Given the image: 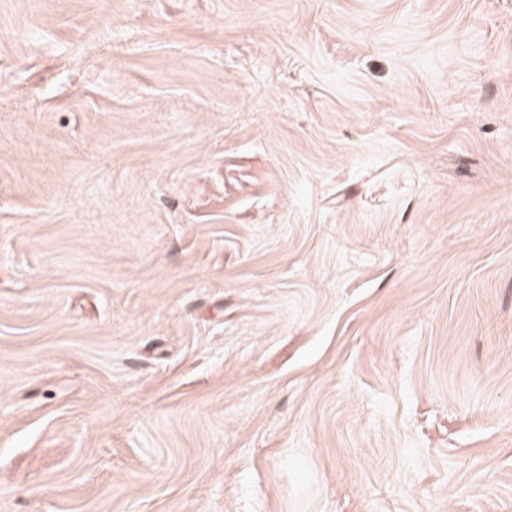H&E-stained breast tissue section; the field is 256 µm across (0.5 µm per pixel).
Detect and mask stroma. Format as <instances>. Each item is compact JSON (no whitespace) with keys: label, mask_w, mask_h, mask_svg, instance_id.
<instances>
[{"label":"stroma","mask_w":512,"mask_h":512,"mask_svg":"<svg viewBox=\"0 0 512 512\" xmlns=\"http://www.w3.org/2000/svg\"><path fill=\"white\" fill-rule=\"evenodd\" d=\"M0 512H512V0H0Z\"/></svg>","instance_id":"obj_1"}]
</instances>
